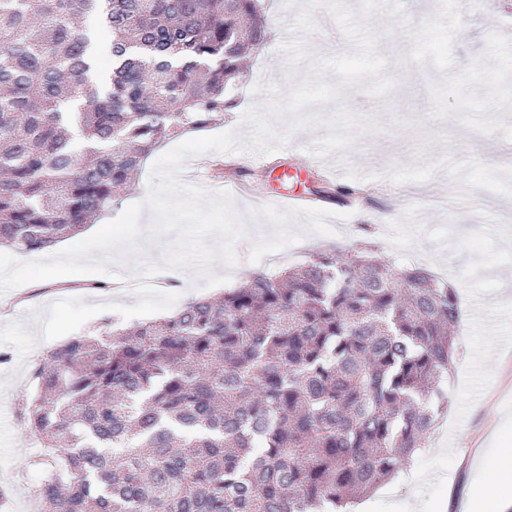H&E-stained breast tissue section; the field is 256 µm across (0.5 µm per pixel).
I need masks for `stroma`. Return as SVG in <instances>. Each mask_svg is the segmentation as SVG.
<instances>
[{
	"label": "stroma",
	"instance_id": "35a3bbf8",
	"mask_svg": "<svg viewBox=\"0 0 512 512\" xmlns=\"http://www.w3.org/2000/svg\"><path fill=\"white\" fill-rule=\"evenodd\" d=\"M499 2L454 0L448 7L443 0H402V14L382 11L370 18L376 51L387 58L384 73L395 80V89L375 98L355 85L315 108L330 118L343 107L377 125L373 131L353 130L343 178L324 170L321 157L309 151L327 135L324 127L296 131L274 155L205 152L180 174L183 182L212 191L239 183L232 197L241 211L248 209L252 189L262 186L297 191L310 204L347 213L335 235L307 232L281 251L276 269L301 264L319 248L348 253L365 241L396 265L417 264L455 288L460 354L448 382L444 431L431 437L429 451L392 491L371 495V512H390L397 500L413 501L426 512H461L472 473L489 476L490 449L512 443V383L502 378L503 367L512 365V303L501 298L502 289L512 290V223L498 221L512 210V162L498 155L512 149V87L502 84L512 69V12ZM303 5L304 0H263L268 39L246 65L236 106L207 135L235 130L247 138L243 115L267 100L255 93L257 84L286 92L290 75L306 76L310 60L353 52L345 37L322 26L303 40L309 61L289 70L281 47L291 41L290 26ZM217 158L229 165L220 180L201 168ZM295 167L306 168V175L277 180V172ZM352 189L364 198L350 209L344 198ZM113 269L102 291L85 290L89 277L83 274L28 283L0 296V512L41 510L39 497L26 490L45 475L31 464L41 446L19 404L52 349L101 331L103 321L144 322L224 291L173 269L162 270L164 287L148 290L131 267L117 263Z\"/></svg>",
	"mask_w": 512,
	"mask_h": 512
}]
</instances>
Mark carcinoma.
I'll return each mask as SVG.
<instances>
[{
	"mask_svg": "<svg viewBox=\"0 0 512 512\" xmlns=\"http://www.w3.org/2000/svg\"><path fill=\"white\" fill-rule=\"evenodd\" d=\"M260 0H0V246L41 251L112 206L156 145L224 119ZM96 19L112 77L93 74ZM455 290L320 249L219 299L70 338L20 415L43 512H355L448 414Z\"/></svg>",
	"mask_w": 512,
	"mask_h": 512,
	"instance_id": "cac0c4a2",
	"label": "carcinoma"
}]
</instances>
